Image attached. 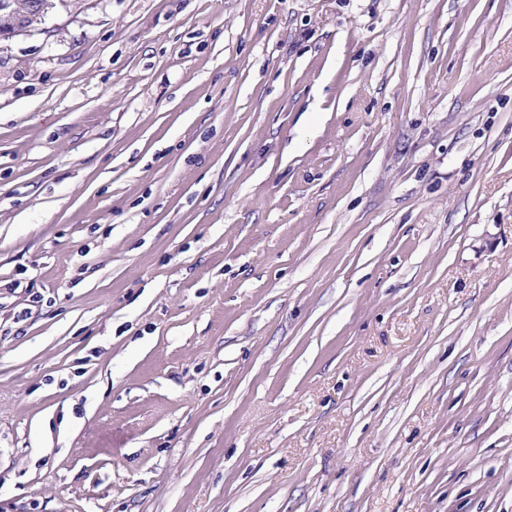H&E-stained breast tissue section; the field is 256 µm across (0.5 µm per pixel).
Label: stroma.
<instances>
[{
	"label": "stroma",
	"instance_id": "obj_1",
	"mask_svg": "<svg viewBox=\"0 0 512 512\" xmlns=\"http://www.w3.org/2000/svg\"><path fill=\"white\" fill-rule=\"evenodd\" d=\"M0 512H512V0L0 42Z\"/></svg>",
	"mask_w": 512,
	"mask_h": 512
}]
</instances>
